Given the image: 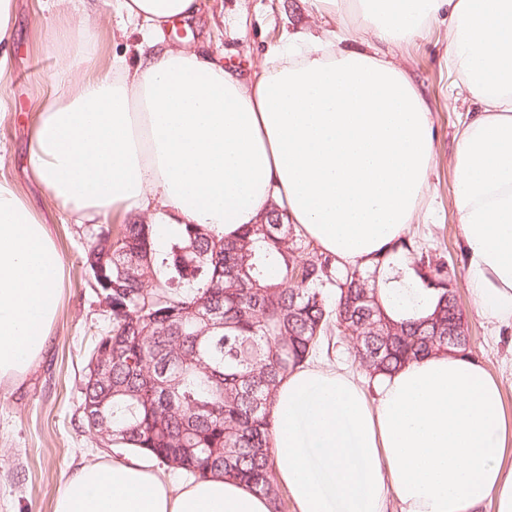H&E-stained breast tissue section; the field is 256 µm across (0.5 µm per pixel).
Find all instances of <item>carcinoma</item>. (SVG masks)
Returning <instances> with one entry per match:
<instances>
[{
  "mask_svg": "<svg viewBox=\"0 0 512 512\" xmlns=\"http://www.w3.org/2000/svg\"><path fill=\"white\" fill-rule=\"evenodd\" d=\"M112 252L100 289L112 284L111 326L94 352L112 356L106 378L85 375L91 403L112 444L193 478L238 479L287 507L273 477L271 404L280 381L348 330L370 379L448 346V266L428 254L415 276L437 292L418 317L416 297L382 296L378 269H341L274 205L240 237L200 224L157 247L141 220L99 226L85 252Z\"/></svg>",
  "mask_w": 512,
  "mask_h": 512,
  "instance_id": "1",
  "label": "carcinoma"
}]
</instances>
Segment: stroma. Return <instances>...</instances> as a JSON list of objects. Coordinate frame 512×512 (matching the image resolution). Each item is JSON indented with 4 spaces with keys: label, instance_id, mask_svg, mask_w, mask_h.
Segmentation results:
<instances>
[{
    "label": "stroma",
    "instance_id": "stroma-1",
    "mask_svg": "<svg viewBox=\"0 0 512 512\" xmlns=\"http://www.w3.org/2000/svg\"><path fill=\"white\" fill-rule=\"evenodd\" d=\"M94 6L101 24L89 32L82 12L58 10L51 0H15V36L0 72V96L8 101L0 118V179L48 223L65 271L59 316L40 359L22 382L0 383V512H54L57 491L69 473L89 462L134 457L133 451L104 444L81 408L91 351L110 324L82 264L92 227L76 223L28 166L30 135L40 112L53 103L60 81L106 73L118 59L135 60L139 33L122 28L115 0H95ZM339 24V17L311 12L307 0H202L195 17L168 26L163 38L165 46L211 54L225 70L246 79L283 52L289 38L306 43ZM393 56L418 87L435 137L424 196L433 219L411 226L408 235L417 249L405 259L415 264L425 251L447 261L469 326V356L501 376L512 410V321L477 315L453 205L456 132L473 104L458 90L461 75L448 57L447 24L428 26L395 47Z\"/></svg>",
    "mask_w": 512,
    "mask_h": 512
}]
</instances>
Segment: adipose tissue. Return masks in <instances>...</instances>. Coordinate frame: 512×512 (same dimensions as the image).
<instances>
[{"instance_id":"ef3b65f1","label":"adipose tissue","mask_w":512,"mask_h":512,"mask_svg":"<svg viewBox=\"0 0 512 512\" xmlns=\"http://www.w3.org/2000/svg\"><path fill=\"white\" fill-rule=\"evenodd\" d=\"M352 13L316 46L245 80L202 52L163 48L197 0H119L150 53L68 82L32 131L28 163L63 206L93 221L142 213L167 236L204 224L239 235L271 202L322 252L371 267L423 203L434 155L424 100L390 53L447 20L448 54L475 109L452 157L454 207L478 314L512 320V0H311ZM64 266L47 224L0 180V382L38 361ZM315 363L273 398L274 477L295 512H512V415L501 380L445 351L375 380ZM55 512H270L246 484L212 476L172 488L126 461L70 473Z\"/></svg>"}]
</instances>
